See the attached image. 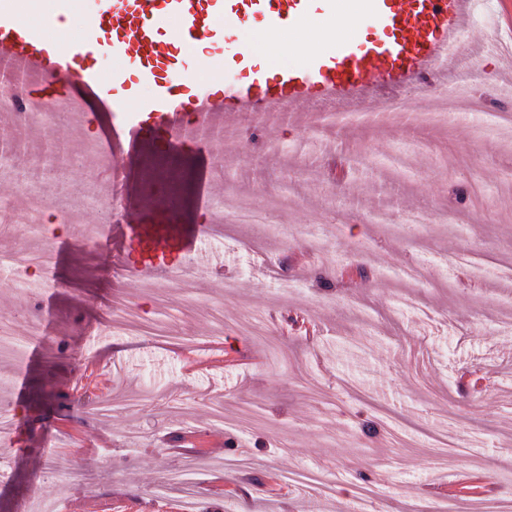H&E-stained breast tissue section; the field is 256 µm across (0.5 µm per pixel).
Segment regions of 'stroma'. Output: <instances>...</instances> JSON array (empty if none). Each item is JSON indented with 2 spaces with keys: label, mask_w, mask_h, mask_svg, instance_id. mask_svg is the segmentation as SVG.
<instances>
[{
  "label": "stroma",
  "mask_w": 512,
  "mask_h": 512,
  "mask_svg": "<svg viewBox=\"0 0 512 512\" xmlns=\"http://www.w3.org/2000/svg\"><path fill=\"white\" fill-rule=\"evenodd\" d=\"M83 132L53 124L42 140L13 123L0 130V149L18 157L0 179V201L36 154L71 160L68 180L48 186L68 196L93 182L99 163L85 154L119 113L89 100ZM505 134L469 120L414 127L385 112L368 124L321 125L315 113L245 119L211 149L194 141L170 146L164 132L123 145L119 161L130 198H151V219L177 191L187 232L208 225L199 192L268 211L264 225L225 224L222 237L202 236L189 264L207 260L224 276H178L157 282L130 277L124 262L92 246L107 230L98 211L62 229L47 214V235L69 246L58 256V288L41 293V331L21 358L0 356V407L16 416L5 445L10 480L0 484V512H25L29 494L55 501L59 512H355V491L370 485L384 512H413L447 498L468 471H482L497 498L512 500V327L499 326L512 280L499 266L512 261V169ZM305 143L304 156L292 147ZM422 144L399 179L382 159L397 146ZM365 157L343 180L329 179L318 160ZM226 166L216 169L214 155ZM306 166L311 176L293 197L273 196L276 181ZM377 208L396 214L445 210L451 224L417 235L369 223ZM482 252L481 275L456 264ZM418 266L426 283L413 288L397 269ZM121 293L131 323L109 313ZM315 322L316 337L284 335L283 316ZM169 332L152 335L156 323ZM467 369L485 377L471 397L455 378ZM101 390L72 393L88 373ZM224 425L214 427V406ZM242 449L239 464L211 460ZM196 469L197 492L152 496L175 481L185 462ZM319 474L335 491L284 482L269 495L266 473Z\"/></svg>",
  "instance_id": "1"
}]
</instances>
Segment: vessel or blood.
Here are the masks:
<instances>
[{
    "label": "vessel or blood",
    "mask_w": 512,
    "mask_h": 512,
    "mask_svg": "<svg viewBox=\"0 0 512 512\" xmlns=\"http://www.w3.org/2000/svg\"><path fill=\"white\" fill-rule=\"evenodd\" d=\"M473 0H92L85 46L122 65H77L74 48L52 39L48 23L21 18L18 0H0V66L13 75L76 79L111 106L127 107L119 139L164 129L170 143L186 131L175 108L188 99L205 129L247 112H307L363 103L373 111L411 86L435 81L440 62L461 38ZM320 21L319 44L296 65L266 76L253 66L243 35H272ZM119 235L135 272L166 276L167 257L195 240L176 221L138 218Z\"/></svg>",
    "instance_id": "1"
}]
</instances>
